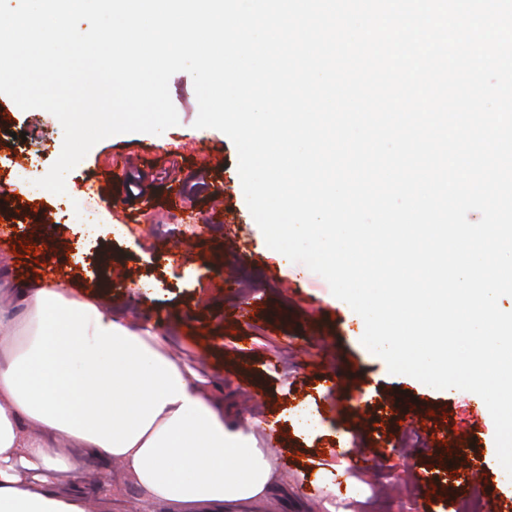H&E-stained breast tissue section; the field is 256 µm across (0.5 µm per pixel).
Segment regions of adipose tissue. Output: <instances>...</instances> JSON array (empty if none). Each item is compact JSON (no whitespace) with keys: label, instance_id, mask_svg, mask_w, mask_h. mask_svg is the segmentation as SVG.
I'll use <instances>...</instances> for the list:
<instances>
[{"label":"adipose tissue","instance_id":"ef3b65f1","mask_svg":"<svg viewBox=\"0 0 512 512\" xmlns=\"http://www.w3.org/2000/svg\"><path fill=\"white\" fill-rule=\"evenodd\" d=\"M4 297L23 305L27 334L0 314V512H88L61 490L68 447L174 512H263L282 484L265 424L229 419L160 334L52 283H0Z\"/></svg>","mask_w":512,"mask_h":512}]
</instances>
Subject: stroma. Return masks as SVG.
Returning <instances> with one entry per match:
<instances>
[{"label": "stroma", "instance_id": "stroma-1", "mask_svg": "<svg viewBox=\"0 0 512 512\" xmlns=\"http://www.w3.org/2000/svg\"><path fill=\"white\" fill-rule=\"evenodd\" d=\"M169 93L179 122L159 135L129 132L105 138L66 176V192L37 185L60 155L63 129L41 109L23 110L0 94V222L15 225L0 252V275L38 280L44 264L67 274L75 296L106 294L113 310L131 312L163 333L179 356L210 386L228 413L276 422L283 438L276 455L284 488L272 512H411L419 492L413 478L444 468L427 452L433 430L471 435L484 462L471 489L442 483L427 496L428 512H483L512 498L497 459L495 425L475 393L438 390L406 375L361 342L365 324L333 296L327 281L270 249L246 204L237 150L228 136L195 128L193 79L178 72ZM128 153L130 171L151 175L138 223L118 207L128 175L112 178V154ZM178 187L198 221L181 222L168 205ZM223 191L227 223L208 220L215 191ZM192 248L174 255L183 243ZM37 244L33 255L23 246ZM249 260H240V252ZM233 278L234 291L224 281ZM142 297L130 307L129 291ZM248 318H239V309ZM365 378V394L351 393L345 376ZM415 402L424 423L402 424L404 402ZM375 448L369 469L349 466L354 450ZM70 487L101 512H168L101 455L70 456Z\"/></svg>", "mask_w": 512, "mask_h": 512}]
</instances>
